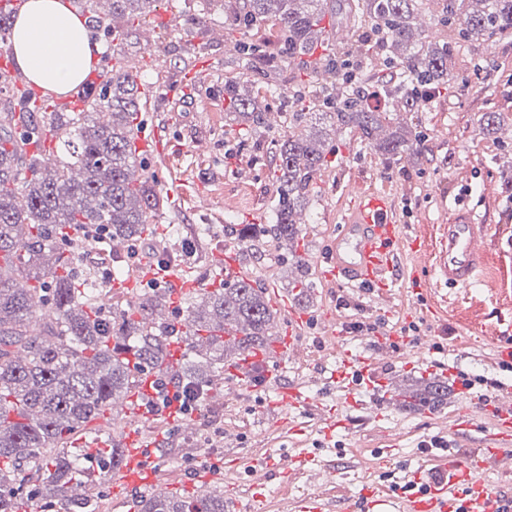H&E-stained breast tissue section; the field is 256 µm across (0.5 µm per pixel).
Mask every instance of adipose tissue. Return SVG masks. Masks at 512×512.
<instances>
[{
	"label": "adipose tissue",
	"mask_w": 512,
	"mask_h": 512,
	"mask_svg": "<svg viewBox=\"0 0 512 512\" xmlns=\"http://www.w3.org/2000/svg\"><path fill=\"white\" fill-rule=\"evenodd\" d=\"M9 46L31 78L55 92L84 79L96 61L86 20L72 14L64 0H28Z\"/></svg>",
	"instance_id": "ef3b65f1"
}]
</instances>
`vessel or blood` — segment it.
Masks as SVG:
<instances>
[{
    "mask_svg": "<svg viewBox=\"0 0 512 512\" xmlns=\"http://www.w3.org/2000/svg\"><path fill=\"white\" fill-rule=\"evenodd\" d=\"M0 74L14 78L29 102L39 106L45 101L43 89L17 77L5 51L0 53ZM349 193L352 200L342 215L340 232L331 254L324 257L319 269L324 280L369 286L377 303L375 311L381 314L397 283L403 255L417 258L412 278L419 283L467 287L479 279L486 265L489 225L475 223L466 211H459L453 223L439 225L435 260L425 266L420 262L425 249L398 222L391 196L358 186L350 188ZM215 267L228 283L243 275L241 257L234 252L216 254ZM148 279L164 282L165 299L170 304L196 286L194 280L178 270L157 267L149 254L131 272L113 276L110 286L123 295L128 309L132 310L140 299L139 281ZM267 294L272 307L283 313L282 321L271 330L274 341L265 351L246 352L225 360L224 390L238 391L254 365L269 368L276 406L314 421L324 442L334 441L339 432L348 429L352 411L368 413L377 420L383 418L393 403L380 375L384 365L398 361L423 364L429 373L449 382L459 380L449 363L425 360L423 352L431 342L430 337H403L401 349L395 350L385 331L380 330L373 339L361 338L351 343L339 335L335 316L326 312L322 315L323 326L327 335L335 337L336 344L333 362L320 363L317 369L321 392L311 393L301 382H286L283 374L286 360L301 359L306 352L308 315L293 306L282 290L271 288ZM465 403L467 413L486 416L491 423L481 452L454 455L443 450L430 455L417 469L395 460L394 456H379V467L402 472L404 486L400 489L381 485L374 474L368 473L360 477L354 495L334 501L332 492L339 479L337 471L322 461L316 449L301 443L270 449L257 457L232 460L219 469L213 468L208 457H198L196 471L187 487L200 495L214 484H225L231 491L228 512H265V491L270 479L290 480L301 475L309 476L318 489L291 499L286 504L287 512H512L511 486L494 490L473 478L477 472L497 475L512 472V380L502 379L495 391L467 395ZM144 413V407L139 406L134 395L112 408L118 441L125 447L124 475L112 488V506L117 512L126 506L131 488L151 482L158 462L152 442L139 432ZM247 473L252 476L248 482L243 479Z\"/></svg>",
    "mask_w": 512,
    "mask_h": 512,
    "instance_id": "1",
    "label": "vessel or blood"
}]
</instances>
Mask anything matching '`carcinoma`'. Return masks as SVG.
<instances>
[{
  "label": "carcinoma",
  "instance_id": "cac0c4a2",
  "mask_svg": "<svg viewBox=\"0 0 512 512\" xmlns=\"http://www.w3.org/2000/svg\"><path fill=\"white\" fill-rule=\"evenodd\" d=\"M108 10L92 16V28L111 37L107 49L120 52L134 31L155 23L158 0H107ZM426 0H204L205 10L224 16L230 31L271 25L282 38L290 63L322 41L325 16L348 14L356 25V57L345 51L327 60L324 71L338 77L346 62L358 70L360 59L379 53L386 74L374 89L341 81L342 92L322 86L309 112L288 113V135L270 147L277 202L269 232L279 242L299 236L295 215L311 194L325 166L326 144L351 130L376 153L398 161L418 151L417 96L425 87L439 95L452 80L454 52L461 39H490L512 34V0H443L438 23L448 39L432 41L418 26ZM141 73L129 67L85 93L76 111L38 112L26 107L16 88L0 82V512L19 505L39 506L41 498L74 512L75 486L90 490L94 480L78 456L66 447L74 436L101 419L113 399L128 395L141 371L170 367L168 350L176 326H153L163 304L157 292H145L138 308L122 305L112 290L77 291L78 249L60 241L90 224H102L107 237L141 239L146 226L168 207V197L132 151L135 120L145 93ZM238 82L224 84L230 124L257 129L264 124L263 98H242ZM54 140L53 167L28 151L45 137ZM276 311L259 288L239 281L187 302L182 319L184 381L208 391L224 374V359L234 350H261L271 340ZM224 325L243 331L229 346L213 336ZM23 346L19 363L13 349ZM448 403V385L431 379L405 389L402 408ZM107 469L122 468L123 452L85 448ZM138 512H224V494L196 499L156 487L136 504Z\"/></svg>",
  "mask_w": 512,
  "mask_h": 512
}]
</instances>
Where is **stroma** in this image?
I'll return each instance as SVG.
<instances>
[{
  "instance_id": "35a3bbf8",
  "label": "stroma",
  "mask_w": 512,
  "mask_h": 512,
  "mask_svg": "<svg viewBox=\"0 0 512 512\" xmlns=\"http://www.w3.org/2000/svg\"><path fill=\"white\" fill-rule=\"evenodd\" d=\"M155 15V26L137 30L114 58L119 65L141 63L149 93L138 114V131L148 136L158 129L163 135L160 150L142 154L141 160L161 181L168 206L144 232L139 247L169 256L204 226L210 250L230 245L275 287H287L296 263L304 262L313 291L309 313L329 310L346 323L367 321L375 314L365 292L339 289L317 275L348 206L349 185L391 195L408 233L430 252L436 247L437 225L450 222L453 202H462L490 227L480 283L435 286L419 295L410 280H402L385 320H424L463 372L498 376L493 348L499 332L512 325V36L462 42L453 59L451 88L422 115L420 151L410 167L384 160L357 133L338 136L303 210L307 222L292 255L264 232L276 201L269 148L271 140L287 135L290 101L309 71L287 63L273 38L260 57L237 61L233 43L221 33L222 22L202 20L200 0H179L175 9L158 0ZM198 61L204 69L198 78H188L189 67ZM230 78L245 80L255 91L277 83L278 93L267 104L279 114V123L251 133L229 126L211 97ZM486 112L505 115L496 133L479 125ZM228 149L233 152L229 160L224 157ZM246 223L255 230L250 240L225 236L228 225ZM273 399L265 382H250L224 404L221 418H213L206 406L193 412L188 432L166 433L158 416L146 417L142 429L161 439L162 481L177 480L203 452L212 458L245 450L260 455L290 443L289 426ZM437 432L432 415L410 416L395 409L390 418L377 421L356 411L349 430L337 436L336 446L321 449L320 456L353 480L376 463L377 451L397 435L400 453L416 468L427 458L421 441Z\"/></svg>"
}]
</instances>
